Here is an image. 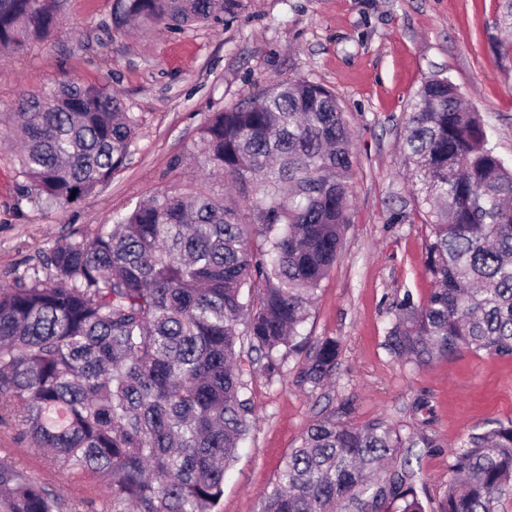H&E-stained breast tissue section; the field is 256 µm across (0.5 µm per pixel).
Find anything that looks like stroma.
Listing matches in <instances>:
<instances>
[{
    "label": "stroma",
    "instance_id": "stroma-1",
    "mask_svg": "<svg viewBox=\"0 0 512 512\" xmlns=\"http://www.w3.org/2000/svg\"><path fill=\"white\" fill-rule=\"evenodd\" d=\"M505 0H241L237 14L172 32L116 31L113 0H66L50 38L0 49V286L36 264L41 250L91 233L136 203L194 181L208 113L259 86L305 79L335 95L355 163L341 257L322 280L303 328L308 344L336 338L334 374L314 390L287 356L268 380L260 365L243 380L254 423L231 464L220 512H259L291 448L314 420L347 408L352 424L384 418L435 447H414L421 498L438 499L448 451L475 429L512 422V358L463 348L425 365L394 359L386 336L404 291L425 297L424 232L403 168L400 131L413 94L446 77L512 158V49L504 47ZM65 80L104 85L138 118L126 168L104 188L64 207L30 201L10 133L19 97ZM21 414L0 420V460L56 491L61 512H104L110 495L92 471L63 474L21 435Z\"/></svg>",
    "mask_w": 512,
    "mask_h": 512
}]
</instances>
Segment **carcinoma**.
<instances>
[{
  "label": "carcinoma",
  "instance_id": "obj_1",
  "mask_svg": "<svg viewBox=\"0 0 512 512\" xmlns=\"http://www.w3.org/2000/svg\"><path fill=\"white\" fill-rule=\"evenodd\" d=\"M239 2L113 0L112 27L181 29L231 16ZM61 10L62 0H0V47L46 38ZM16 110L23 173L49 202L105 187L132 153L137 117L104 87L61 83ZM200 141L201 170L235 193L164 190L72 233L0 288V419L22 410V435L59 472L100 473L110 512H217L251 427L243 353L273 378L281 352H301L349 224L351 133L325 86L263 85L209 113ZM402 155L431 289L396 303L389 353L413 364L462 348L512 357V162L444 77L412 97ZM339 355L336 339L317 342L298 385L319 387ZM416 445L383 418L323 416L288 452L260 512H499L512 490V422L450 451L430 508L409 468ZM60 508L59 495L0 462V512Z\"/></svg>",
  "mask_w": 512,
  "mask_h": 512
}]
</instances>
